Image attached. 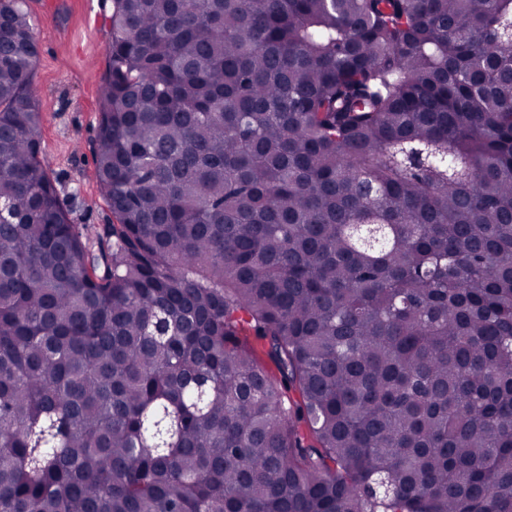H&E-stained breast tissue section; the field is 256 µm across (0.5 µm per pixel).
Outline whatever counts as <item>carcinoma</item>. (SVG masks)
Segmentation results:
<instances>
[{
    "mask_svg": "<svg viewBox=\"0 0 512 512\" xmlns=\"http://www.w3.org/2000/svg\"><path fill=\"white\" fill-rule=\"evenodd\" d=\"M109 19L95 252L0 0V512H512V0Z\"/></svg>",
    "mask_w": 512,
    "mask_h": 512,
    "instance_id": "carcinoma-1",
    "label": "carcinoma"
}]
</instances>
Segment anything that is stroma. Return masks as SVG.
<instances>
[{"label":"stroma","instance_id":"35a3bbf8","mask_svg":"<svg viewBox=\"0 0 512 512\" xmlns=\"http://www.w3.org/2000/svg\"><path fill=\"white\" fill-rule=\"evenodd\" d=\"M27 0L38 46L31 87L41 112L40 159L73 223L98 230L112 218L101 194L94 140L107 67L110 0Z\"/></svg>","mask_w":512,"mask_h":512}]
</instances>
